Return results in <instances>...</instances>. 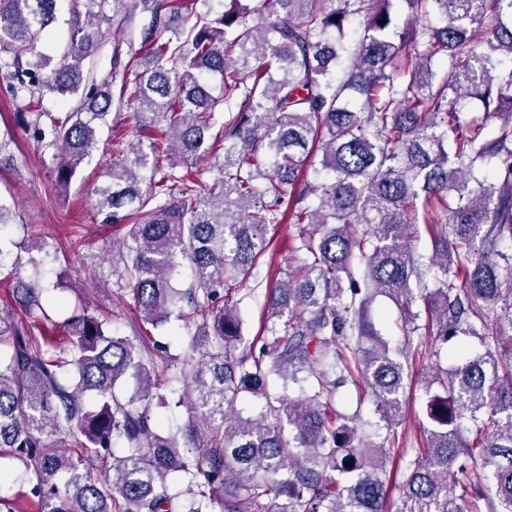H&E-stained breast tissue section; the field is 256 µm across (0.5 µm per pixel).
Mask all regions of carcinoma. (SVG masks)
<instances>
[{
  "label": "carcinoma",
  "mask_w": 512,
  "mask_h": 512,
  "mask_svg": "<svg viewBox=\"0 0 512 512\" xmlns=\"http://www.w3.org/2000/svg\"><path fill=\"white\" fill-rule=\"evenodd\" d=\"M58 2L0 0L12 90L80 96L30 122L39 141L50 126L63 191L108 116L133 112L137 142L94 209L134 219L112 274L140 323L174 316L191 347L160 355L85 305L45 324L57 247L27 245L33 275L11 268L25 318L0 312V459L24 468L39 512H512V0H74L53 68L30 55ZM139 8L151 20L127 61L117 49L114 71H84ZM470 97L482 116L465 117ZM318 150L327 177L309 181ZM287 221L301 262L266 282L247 341L239 304L258 297L254 269ZM420 222L427 259L411 245ZM378 296L399 306L400 347L369 316ZM460 336L485 351L435 368L432 428L411 454L398 434L406 371L438 355L428 342ZM174 382L186 391L171 403ZM364 384L385 422L373 438L360 410L335 408L347 385L362 406ZM242 392L256 415L236 409ZM171 404L187 410L177 429L155 419Z\"/></svg>",
  "instance_id": "obj_1"
}]
</instances>
